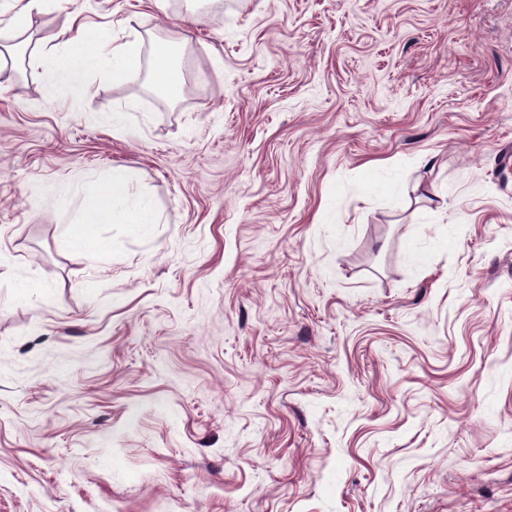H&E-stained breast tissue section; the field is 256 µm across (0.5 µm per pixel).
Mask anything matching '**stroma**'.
Listing matches in <instances>:
<instances>
[{
	"label": "stroma",
	"instance_id": "stroma-1",
	"mask_svg": "<svg viewBox=\"0 0 512 512\" xmlns=\"http://www.w3.org/2000/svg\"><path fill=\"white\" fill-rule=\"evenodd\" d=\"M185 15L52 0L68 89L0 76V512H512V0ZM115 170L144 234L78 220ZM99 52L103 55L102 68L112 79H120L128 69L135 66L139 59V47L134 41L109 49L106 43L99 44ZM153 84L160 94L168 98H176L182 93V83L173 68L171 52L167 46H161L156 54ZM390 181L388 174L383 175L372 167H366L358 182V193L366 198L376 196L387 191Z\"/></svg>",
	"mask_w": 512,
	"mask_h": 512
}]
</instances>
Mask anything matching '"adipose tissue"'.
Returning <instances> with one entry per match:
<instances>
[{"mask_svg":"<svg viewBox=\"0 0 512 512\" xmlns=\"http://www.w3.org/2000/svg\"><path fill=\"white\" fill-rule=\"evenodd\" d=\"M81 215L97 213L109 217L123 233L138 234L156 218L144 195L130 191L124 174L113 175L108 186L90 184L80 207Z\"/></svg>","mask_w":512,"mask_h":512,"instance_id":"obj_1","label":"adipose tissue"}]
</instances>
